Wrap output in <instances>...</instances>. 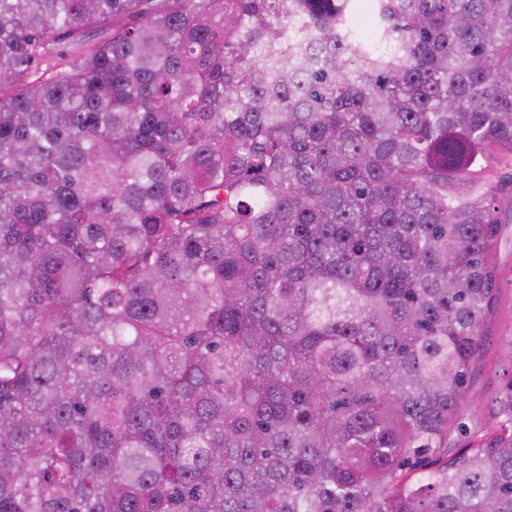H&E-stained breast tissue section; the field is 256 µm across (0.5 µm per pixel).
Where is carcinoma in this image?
<instances>
[{
	"instance_id": "carcinoma-1",
	"label": "carcinoma",
	"mask_w": 512,
	"mask_h": 512,
	"mask_svg": "<svg viewBox=\"0 0 512 512\" xmlns=\"http://www.w3.org/2000/svg\"><path fill=\"white\" fill-rule=\"evenodd\" d=\"M359 2L0 0V512H512V0ZM497 238V301L483 328L481 352L472 372L461 420L470 432L475 421L487 422L491 416L505 379L503 344L512 336V223L499 224Z\"/></svg>"
}]
</instances>
